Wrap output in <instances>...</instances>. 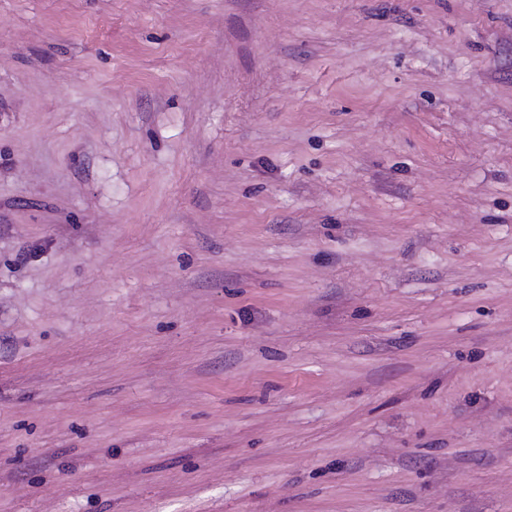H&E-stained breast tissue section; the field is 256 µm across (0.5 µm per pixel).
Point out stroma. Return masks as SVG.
Listing matches in <instances>:
<instances>
[{
  "label": "stroma",
  "mask_w": 512,
  "mask_h": 512,
  "mask_svg": "<svg viewBox=\"0 0 512 512\" xmlns=\"http://www.w3.org/2000/svg\"><path fill=\"white\" fill-rule=\"evenodd\" d=\"M0 512H512V0H0Z\"/></svg>",
  "instance_id": "stroma-1"
}]
</instances>
